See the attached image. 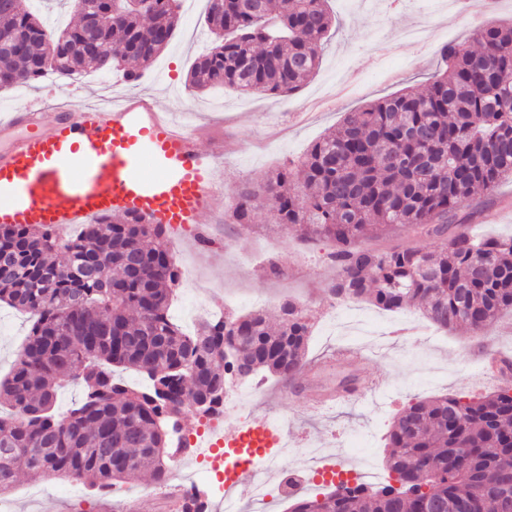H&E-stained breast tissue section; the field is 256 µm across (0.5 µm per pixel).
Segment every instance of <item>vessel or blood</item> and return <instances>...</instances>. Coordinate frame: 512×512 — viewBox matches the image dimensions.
<instances>
[{
  "instance_id": "vessel-or-blood-1",
  "label": "vessel or blood",
  "mask_w": 512,
  "mask_h": 512,
  "mask_svg": "<svg viewBox=\"0 0 512 512\" xmlns=\"http://www.w3.org/2000/svg\"><path fill=\"white\" fill-rule=\"evenodd\" d=\"M23 129L0 155L1 224H80L103 213L136 212L155 223L199 227L215 204L213 154L144 97L110 111L60 105L45 122L39 101L13 107L0 133ZM281 429L259 422L218 446L241 458L235 481L253 483L254 457H275Z\"/></svg>"
}]
</instances>
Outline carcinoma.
Masks as SVG:
<instances>
[{
  "mask_svg": "<svg viewBox=\"0 0 512 512\" xmlns=\"http://www.w3.org/2000/svg\"><path fill=\"white\" fill-rule=\"evenodd\" d=\"M0 6V37L16 42L0 56V90L150 65L171 42L179 0H83L76 21L53 31L19 0ZM216 41L198 56L189 84L207 91L288 96L317 72L336 17L328 0H207ZM98 18L87 36L85 13ZM479 49L449 43L444 69L426 93H400L349 112L292 169L277 168L243 185L231 218L248 226L273 202L271 223L300 227L307 240L333 244L335 286L348 299L388 311L420 307L432 323L475 338L512 311V235L475 237L460 206L512 179V24L487 23ZM54 47L48 58L47 47ZM438 239L380 250L379 233ZM168 228L141 214L103 215L66 242L46 226L0 224V302L33 319L10 375L0 381V493L25 469L107 488L150 470L164 483L181 449L171 425L192 411L224 409L225 337L241 336L238 356L253 373L292 378L303 368L310 324L302 307L281 306L277 327L257 310L205 321L187 335L169 315L176 261ZM129 369L148 382L115 377ZM81 398L55 409L61 383ZM387 468L399 486H329L320 499L301 497L292 512H505L512 508V386L465 401L442 396L408 404L388 435Z\"/></svg>",
  "mask_w": 512,
  "mask_h": 512,
  "instance_id": "cac0c4a2",
  "label": "carcinoma"
}]
</instances>
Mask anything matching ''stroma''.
<instances>
[{"mask_svg": "<svg viewBox=\"0 0 512 512\" xmlns=\"http://www.w3.org/2000/svg\"><path fill=\"white\" fill-rule=\"evenodd\" d=\"M330 5L336 26L321 66L311 81L288 97L191 87L192 63L213 40L206 9L199 5L181 8L172 42L140 84L126 83L114 73H96L0 91V108L7 109L46 96L88 106L106 87L118 96L145 94L162 112L172 113L195 131L202 147H223L224 155L214 167L215 177L222 181L220 196L203 218L216 243L199 246L187 232L168 236L194 282L193 287L174 289L170 313L178 321L201 303L217 310L229 301L234 313L257 306L273 318L283 302L295 301L311 325L306 354L310 361L345 345L344 339L325 334L343 306L331 293L337 274L329 259L332 245L270 228L265 208L251 228L233 223L230 213L239 187L301 159L347 113L396 93L422 91L439 67L444 44L472 45L473 31L482 22L512 20V0H491L485 8L465 13L449 8L448 0H401L396 9L390 0H331ZM460 213L473 215L469 229L474 235H511L512 182L500 184L493 193L475 195ZM271 261L283 270L279 278L264 273ZM31 324L29 314L0 303V379L11 370ZM480 342L512 358V313L502 314L478 340L463 329L441 333L439 343L430 349L410 338H396L383 349H364V360L357 365L339 362L313 377L300 373L285 382L262 380L252 408L256 416L287 422L300 437L369 440L382 473L386 434L406 404L446 395L477 399L503 386L499 375L482 372L475 353ZM349 375L356 384L373 383L386 394L384 415L373 413L362 397L333 409L306 405V398L324 397ZM181 498L180 485L171 479L162 484L146 477L117 481L96 493L79 481L23 475L10 493L0 496V512H174L173 505Z\"/></svg>", "mask_w": 512, "mask_h": 512, "instance_id": "obj_1", "label": "stroma"}]
</instances>
